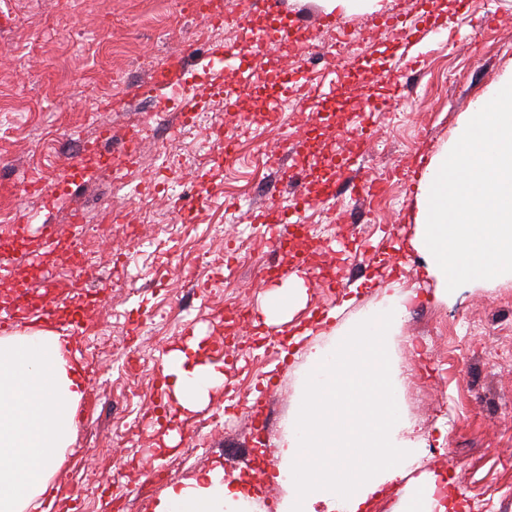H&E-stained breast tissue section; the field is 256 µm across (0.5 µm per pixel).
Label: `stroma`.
<instances>
[{
  "instance_id": "1",
  "label": "stroma",
  "mask_w": 512,
  "mask_h": 512,
  "mask_svg": "<svg viewBox=\"0 0 512 512\" xmlns=\"http://www.w3.org/2000/svg\"><path fill=\"white\" fill-rule=\"evenodd\" d=\"M282 2L298 22V39L327 56L336 33L313 23L327 12L323 0ZM382 10L444 17L446 29L428 42L419 67L387 56L391 38L372 31L370 13L341 14L340 26L359 36L351 56L383 58L386 75L350 73V92L331 104L293 99L277 129L266 121L264 96L250 90L189 127L136 94L177 52L185 69L224 72L205 50L234 46V39L190 16L183 0H0V14L10 19L0 26V207L29 219L25 244L5 255L14 279L35 291L69 272V245L46 246L42 225L67 224L76 214L86 230L111 208L129 210L133 223L142 215L148 220L140 234L120 233L90 247L89 295L66 303L91 309L95 320L79 335L77 350L97 403L78 423L51 480L60 501H42L38 512H71L66 497L73 493L81 512H154L167 486L219 465L253 488L254 512H275L286 490L279 483L260 488L259 476L296 416L312 370L309 351L346 342L348 331L392 294L402 298L404 312L379 350L361 351L358 360L379 366L414 446L402 475L372 499L370 512H405L430 474L454 512H472L471 498L490 485L502 497L484 512H512V275L444 293L414 244L413 222L419 173L512 66V0H382ZM372 100L384 107L371 119L365 155L356 170L336 173L326 159ZM299 112L317 118L312 135L324 156L305 187L326 190L328 198L304 214L311 230L289 252L264 255L308 286L305 308L289 323L268 326L247 314L260 309L274 282L239 259L251 244L248 209L288 205L281 167L266 159L277 152L282 166L292 164L281 128ZM240 113L246 123L237 122ZM144 120L151 129L140 137L134 171L118 165L108 148L85 158L84 144L100 127L122 135ZM218 123L240 143L229 163L209 136ZM171 152L181 168L155 188ZM70 159L81 168L67 172ZM34 180L40 190L25 193ZM374 180L400 203L360 201L357 184ZM138 199L137 215L130 206ZM342 234L355 236L359 252L330 255L327 243ZM188 238L211 253L208 270L183 253ZM188 325L205 333L211 359L235 339V358L224 370L223 390L182 423L177 450L154 470L148 460L163 408L161 361ZM231 450L238 464L226 463Z\"/></svg>"
}]
</instances>
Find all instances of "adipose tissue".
<instances>
[{
    "mask_svg": "<svg viewBox=\"0 0 512 512\" xmlns=\"http://www.w3.org/2000/svg\"><path fill=\"white\" fill-rule=\"evenodd\" d=\"M391 323L378 312L352 330L348 352L309 353L315 371L307 396L280 443L290 493L278 512H366L370 497L399 476L409 443L399 435L397 411L357 426L342 402L347 395L386 399L354 352L379 346ZM202 340L198 334L177 343L162 362L163 398L185 415L224 387V369L206 357ZM73 346L51 330L0 339V512H27L64 463L86 385ZM252 501L249 488L217 466L167 487L155 512H249Z\"/></svg>",
    "mask_w": 512,
    "mask_h": 512,
    "instance_id": "ef3b65f1",
    "label": "adipose tissue"
}]
</instances>
